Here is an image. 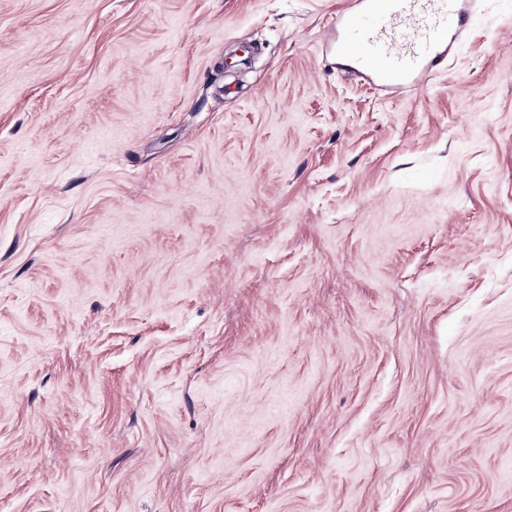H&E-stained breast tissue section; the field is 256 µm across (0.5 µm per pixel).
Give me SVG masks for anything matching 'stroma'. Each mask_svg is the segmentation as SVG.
<instances>
[{
	"instance_id": "obj_1",
	"label": "stroma",
	"mask_w": 512,
	"mask_h": 512,
	"mask_svg": "<svg viewBox=\"0 0 512 512\" xmlns=\"http://www.w3.org/2000/svg\"><path fill=\"white\" fill-rule=\"evenodd\" d=\"M347 2L0 0V512H512V0ZM327 47L380 89L422 84L441 66L473 0H354Z\"/></svg>"
}]
</instances>
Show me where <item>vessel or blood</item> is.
Listing matches in <instances>:
<instances>
[{
	"instance_id": "b4317fda",
	"label": "vessel or blood",
	"mask_w": 512,
	"mask_h": 512,
	"mask_svg": "<svg viewBox=\"0 0 512 512\" xmlns=\"http://www.w3.org/2000/svg\"><path fill=\"white\" fill-rule=\"evenodd\" d=\"M474 0H354L336 17L327 47L374 85L422 84L441 66Z\"/></svg>"
}]
</instances>
